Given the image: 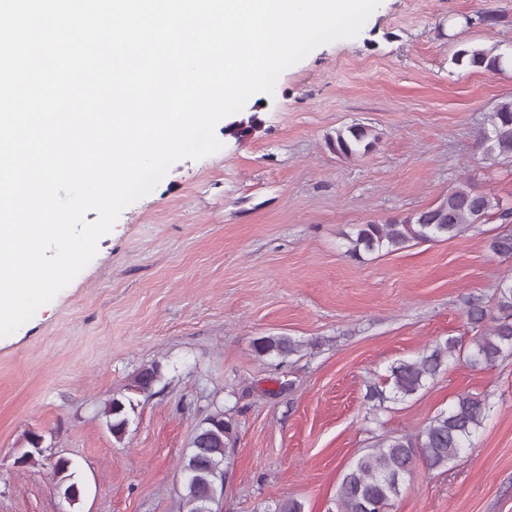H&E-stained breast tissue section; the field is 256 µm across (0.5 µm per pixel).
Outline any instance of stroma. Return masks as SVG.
I'll return each instance as SVG.
<instances>
[{
	"instance_id": "1",
	"label": "stroma",
	"mask_w": 512,
	"mask_h": 512,
	"mask_svg": "<svg viewBox=\"0 0 512 512\" xmlns=\"http://www.w3.org/2000/svg\"><path fill=\"white\" fill-rule=\"evenodd\" d=\"M491 11L495 26L479 23ZM463 45L512 52V0H382L351 41L313 49L273 95L243 114L260 132L174 163L128 205L75 279L0 337V512H177L179 463L215 411L236 423L234 465L219 512H336L343 471L377 440L418 433L458 395L493 410L448 469L418 467L390 512H512V356L475 370L450 363L415 396L370 415L368 384L450 336L469 343L470 302L491 305L512 275L493 237L497 217L458 236L395 252L348 253L347 234L438 204L458 177L512 204V164L487 167L484 118L512 99V67L455 65ZM360 123L377 141L342 158L326 144ZM286 335L297 355L258 357L253 342ZM160 364L151 393L139 372ZM130 426H105L112 398ZM42 456L20 466L27 437ZM83 487L69 504L57 457Z\"/></svg>"
}]
</instances>
